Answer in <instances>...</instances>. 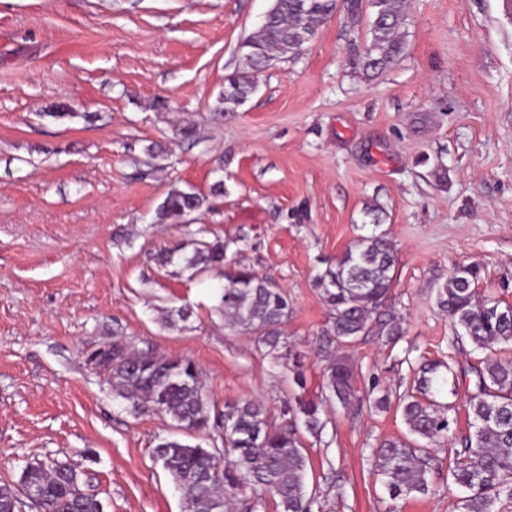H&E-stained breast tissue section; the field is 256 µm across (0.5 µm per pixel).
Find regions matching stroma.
<instances>
[{
    "instance_id": "obj_1",
    "label": "stroma",
    "mask_w": 512,
    "mask_h": 512,
    "mask_svg": "<svg viewBox=\"0 0 512 512\" xmlns=\"http://www.w3.org/2000/svg\"><path fill=\"white\" fill-rule=\"evenodd\" d=\"M272 0H0V482L27 464L84 472L105 512H184L153 455L168 416L134 413L89 365L125 336L190 358L216 409L257 399L274 418L297 388L216 311L222 277L155 254L209 228L237 265L279 283L283 330L309 396L325 383L328 308L315 276L371 233L397 249L395 343L370 331L346 353L361 392L398 396L424 363L465 361L436 303L456 264L512 303V10L506 0H408L399 61L367 76L370 0H338L296 56L258 76L236 111L218 98ZM188 126L191 138L177 136ZM208 206L160 224L171 190ZM187 320L169 325L167 309ZM306 437L312 512H459L438 446L427 496L390 500L371 450L405 435L395 409L328 405Z\"/></svg>"
}]
</instances>
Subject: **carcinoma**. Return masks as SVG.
I'll return each mask as SVG.
<instances>
[{"label": "carcinoma", "instance_id": "carcinoma-1", "mask_svg": "<svg viewBox=\"0 0 512 512\" xmlns=\"http://www.w3.org/2000/svg\"><path fill=\"white\" fill-rule=\"evenodd\" d=\"M273 7L271 21L241 43L246 67L227 78L219 99L223 112L235 111L252 94L249 75L281 56L299 54L294 44L299 26L315 34L320 22L335 12L337 0H274ZM372 7L370 37L360 61L363 70L378 73L404 50L398 26L407 0H372ZM204 202L195 192L173 190L156 218L160 224L178 223ZM208 234L207 228H198L195 238L157 255V263H177L191 278L213 270L224 275L218 310L229 325L254 334L271 352L288 354V337L281 331L290 313L288 293L247 268H224L227 245ZM396 263L392 242L373 232L359 237L316 276L315 287L329 311L319 338L322 350L350 345L363 335L371 315L386 307ZM480 278L479 263L464 265L438 290L437 303L481 357L466 365L448 363L450 379L437 367L424 365L416 387L398 400L408 436L387 438L372 449L374 470L393 500L429 492L434 447L442 443L449 445L448 478L465 491L460 512H497L498 505H512V361L501 359L512 349V304L480 296L475 288ZM379 325L391 343L403 334L401 318L388 311ZM97 362L112 393L135 411L165 414L177 429L202 433L212 441L205 448L163 437L155 446L154 458L182 491L185 512H231L234 507L261 512L268 497L277 512H311L315 492L308 490L303 434L322 437L328 423L322 403L298 398L289 426L273 422L259 401L226 404L224 411L213 414L201 370L192 359L159 355L150 348L133 351L120 334L112 336ZM324 374L330 397L348 407L357 392L352 367L334 357ZM466 379L472 385L466 401L471 431L461 436L455 406L441 405L433 396L456 394L448 383ZM30 487L38 489L34 500L26 497ZM26 505L37 512H104L98 495L88 492L79 474L63 464L28 466L18 482L0 483V512H23Z\"/></svg>", "mask_w": 512, "mask_h": 512}]
</instances>
